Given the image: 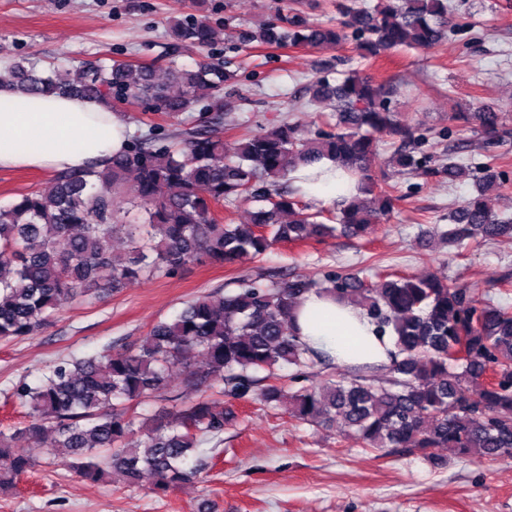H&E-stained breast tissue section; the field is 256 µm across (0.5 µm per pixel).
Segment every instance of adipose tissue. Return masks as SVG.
I'll list each match as a JSON object with an SVG mask.
<instances>
[{
	"label": "adipose tissue",
	"mask_w": 512,
	"mask_h": 512,
	"mask_svg": "<svg viewBox=\"0 0 512 512\" xmlns=\"http://www.w3.org/2000/svg\"><path fill=\"white\" fill-rule=\"evenodd\" d=\"M127 130L98 101L0 85V170L82 168L120 152ZM292 178L306 198L325 205L353 193L343 170L327 160L298 167ZM293 323L310 348L347 363H385L396 350L393 331L379 332L362 310L324 294H308Z\"/></svg>",
	"instance_id": "1"
}]
</instances>
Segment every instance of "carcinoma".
I'll list each match as a JSON object with an SVG mask.
<instances>
[{"instance_id": "cac0c4a2", "label": "carcinoma", "mask_w": 512, "mask_h": 512, "mask_svg": "<svg viewBox=\"0 0 512 512\" xmlns=\"http://www.w3.org/2000/svg\"><path fill=\"white\" fill-rule=\"evenodd\" d=\"M448 0H379L371 10L347 9L336 24L313 28L297 13L267 22L252 35L266 45L342 44L372 55L399 48H430L448 36ZM177 37L211 42L205 17L179 20ZM224 64L203 61L196 69L87 60L73 72H39L17 63L0 81L22 93L67 94L95 99L113 110L139 105L146 112L178 117L205 101L190 126L164 140L135 137L112 157L84 170L55 173L43 189L0 207V340L28 336L57 307L87 299L107 282L117 288L140 276L168 273L209 260L231 263L242 254L264 255L281 241L306 243L343 235L366 238L392 207L373 166L382 135L400 149L390 163L417 171L410 149L412 128L384 105L385 88L358 73L310 88L313 100L334 106L335 123L307 138L295 125L274 124L246 135L231 156L224 153ZM481 131L494 134L502 113H474ZM327 158L356 180V193L336 201V211L312 210L296 190L280 183L299 165ZM448 179L473 177L476 193L436 230L450 243L512 236V217L487 203L500 184L491 168L481 175L454 161ZM134 176L143 222L130 224L124 185ZM243 199L259 203L247 224L224 221L217 208ZM128 242L124 258L112 238ZM324 292L360 308L396 334L397 353L387 365L339 363L305 345L292 328L300 298ZM320 364V383L292 391L294 379ZM196 393L171 408H146L163 397L174 369ZM260 388L258 400L275 408L286 398L295 419L382 456L419 454L439 458L441 448L472 455L512 458V306L478 301L474 289L435 277L386 273L372 282L355 274L319 282L286 274L247 278L235 292L214 291L192 300L171 320H159L134 347L59 361L35 382L11 388L25 409L19 426L0 429V490L48 456L71 463L96 482L110 471L127 486L152 475V490L166 493L197 482V450L224 433L233 410L213 397L239 400ZM50 446L41 447L46 432ZM24 437L33 448H16Z\"/></svg>"}]
</instances>
